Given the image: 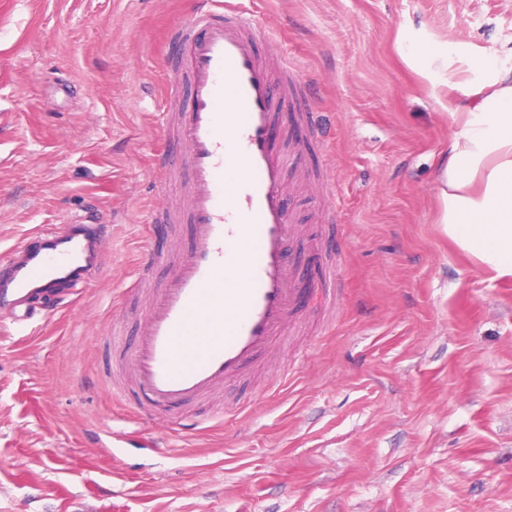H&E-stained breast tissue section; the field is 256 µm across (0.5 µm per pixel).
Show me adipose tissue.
<instances>
[{"label": "adipose tissue", "mask_w": 512, "mask_h": 512, "mask_svg": "<svg viewBox=\"0 0 512 512\" xmlns=\"http://www.w3.org/2000/svg\"><path fill=\"white\" fill-rule=\"evenodd\" d=\"M473 66L490 77L474 89L476 107L448 114L453 135L436 177L439 222L481 271L512 277V68L499 67L493 51Z\"/></svg>", "instance_id": "1"}]
</instances>
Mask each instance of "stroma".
I'll return each mask as SVG.
<instances>
[{"instance_id": "1", "label": "stroma", "mask_w": 512, "mask_h": 512, "mask_svg": "<svg viewBox=\"0 0 512 512\" xmlns=\"http://www.w3.org/2000/svg\"><path fill=\"white\" fill-rule=\"evenodd\" d=\"M298 62L322 128L286 181L289 257L310 299L297 340L216 402L144 421L105 380L107 338L146 307L141 258L189 249L143 220L162 188L168 29L190 0H0V257L44 225L106 224L97 272L27 329L0 312V512H512V280L437 222L443 112L512 47V0H245ZM448 60L430 76L399 39ZM338 186L320 198L315 176ZM285 374L279 386L274 375ZM120 434L118 447L98 436Z\"/></svg>"}]
</instances>
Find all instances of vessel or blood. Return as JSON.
Segmentation results:
<instances>
[{
  "label": "vessel or blood",
  "instance_id": "1",
  "mask_svg": "<svg viewBox=\"0 0 512 512\" xmlns=\"http://www.w3.org/2000/svg\"><path fill=\"white\" fill-rule=\"evenodd\" d=\"M268 36L242 0H194L186 21L168 31L167 59L181 97L176 111L156 113L165 147L155 174L163 183L181 180L184 202L177 212L156 204L146 229L190 224L191 245L170 259L159 287H133L146 300L139 334L109 338L117 355L113 394L137 396L155 421L239 385L300 319L288 245L301 232L285 183L302 156L274 150L272 140L285 104L303 129L315 130L316 121L306 87L290 94L275 78L297 76V65L257 54V41ZM109 231L79 221L40 228L0 260V309L23 327L36 300L85 284Z\"/></svg>",
  "mask_w": 512,
  "mask_h": 512
}]
</instances>
